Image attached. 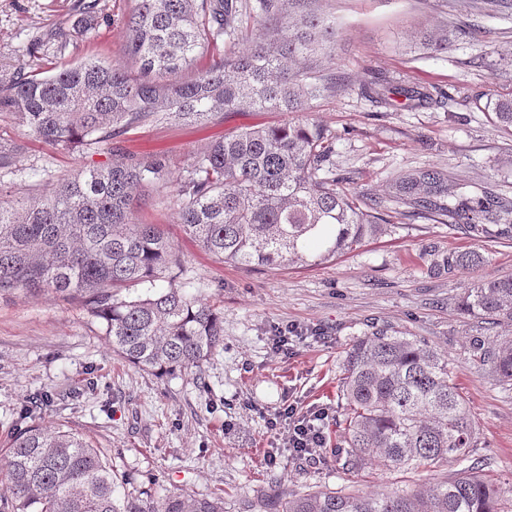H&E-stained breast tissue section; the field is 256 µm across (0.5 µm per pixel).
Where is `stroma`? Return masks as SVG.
Here are the masks:
<instances>
[{"instance_id": "stroma-1", "label": "stroma", "mask_w": 512, "mask_h": 512, "mask_svg": "<svg viewBox=\"0 0 512 512\" xmlns=\"http://www.w3.org/2000/svg\"><path fill=\"white\" fill-rule=\"evenodd\" d=\"M77 0H0V67L17 64L33 36L73 22ZM131 0H99L98 25L79 39L76 58L124 59L123 19ZM340 38L334 50L339 90L312 101L310 120L333 137L329 166L348 191L384 200L398 172L437 167L512 197V167L502 157L512 131L493 120L497 102L512 99V11L470 16L458 0H326ZM460 24L445 54L419 50L413 35ZM434 86L441 102L384 105L367 85ZM284 112L231 111L223 122L158 123L138 129L130 146L167 161L179 173L191 155L247 127L287 121ZM90 155L29 141L19 171L0 173V189L26 194L33 170L57 179ZM143 220L164 225L179 247L190 292L224 314V343L201 370L157 375L114 353L101 320L75 296L20 291L0 295V462L21 424L19 411L35 392L53 395L29 424L60 426L96 444L123 490L220 497L224 512H262L265 504L318 489L362 493L412 489L443 479L444 470L400 473L381 465L347 471L341 460L343 361L373 324L435 344L477 426L474 454L483 475L512 483V390L474 361L478 336H512V326L487 325L460 309L465 288L486 274H512V234L478 239L425 215L392 211L391 233L315 266L224 263L186 239L177 213L147 194ZM474 251L485 263L438 273L434 257ZM295 329L304 338L292 354L275 355L272 338ZM324 408L327 446L321 459L292 456L273 414Z\"/></svg>"}]
</instances>
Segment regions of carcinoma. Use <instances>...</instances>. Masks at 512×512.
<instances>
[{"instance_id":"carcinoma-1","label":"carcinoma","mask_w":512,"mask_h":512,"mask_svg":"<svg viewBox=\"0 0 512 512\" xmlns=\"http://www.w3.org/2000/svg\"><path fill=\"white\" fill-rule=\"evenodd\" d=\"M323 0H133L125 18L127 60L89 56L52 74L41 61L61 58L97 24L98 0L80 16L31 41L27 60L0 68V120L24 139L0 144V171L12 170L35 139L62 150L104 149L109 161L74 175L39 179L33 195L0 193V293L79 295L104 321L112 351L150 372L199 368L224 341V314L185 284L116 297L115 288L154 284L180 266L159 224L139 222L145 192L176 209L185 236L202 250L244 266H313L353 251L388 230L382 204L342 188L329 169L331 137L297 119L336 90L330 70L339 37ZM477 13L512 8L509 0H467ZM254 26H243V18ZM430 52H446L456 29L418 32ZM247 43L244 51L216 52ZM288 113L287 122L224 134L172 176L125 143L160 119L214 122L230 110ZM496 123L512 128V100L497 104ZM389 202L464 226L479 238L508 233L512 200L435 168L399 173ZM475 252L432 264L449 273L479 267ZM460 309L477 320L512 324V275H484L465 289ZM479 362L512 389V336L473 343ZM344 466L373 462L397 471L460 465L451 477L408 492L351 494L321 489L290 499L281 512H506L500 488L472 459L476 426L434 345L387 327L357 338L343 362ZM0 480L7 512H224L219 499L116 496L117 478L102 451L61 427L15 433Z\"/></svg>"}]
</instances>
